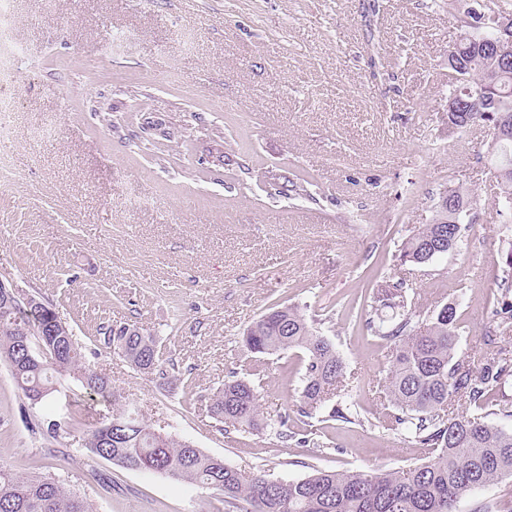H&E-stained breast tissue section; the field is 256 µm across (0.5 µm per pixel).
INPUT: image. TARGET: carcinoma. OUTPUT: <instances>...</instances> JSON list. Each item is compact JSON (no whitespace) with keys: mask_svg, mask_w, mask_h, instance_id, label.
I'll return each instance as SVG.
<instances>
[{"mask_svg":"<svg viewBox=\"0 0 512 512\" xmlns=\"http://www.w3.org/2000/svg\"><path fill=\"white\" fill-rule=\"evenodd\" d=\"M490 34L471 31V38L452 48L461 68L448 66V98L484 87L489 105L474 112H454L449 120L466 128L476 123L512 128V68L497 70L489 61ZM491 159L497 165L498 203L512 209V135L499 141ZM456 208L436 204V217L409 237L401 260L425 264L460 248L462 219L472 203L464 190H453ZM405 284L379 288L370 297L374 314L391 310L394 326L368 322L389 343V365L380 382L384 411L372 426L404 435L428 450L429 459L393 471H315L298 480L269 479L246 474L187 441L160 433L137 409L122 401L111 382L86 362L74 334L60 330L38 336L56 313L46 303L13 310L0 306V359L8 362L22 393L35 404L50 405L54 379L69 376L89 394L112 405V416L83 432L91 456L124 469L157 472L179 483L209 489L227 508L239 512H456L457 501L470 491L512 479V429L486 421L490 415L512 418V238L506 239L492 327L486 348L471 360L457 354L459 303L449 302L428 315L426 324L412 325L406 311ZM105 346L119 351L138 371L159 374L162 355L156 336L131 326L103 336ZM251 355L250 377L228 380L209 404V412L224 430L253 433L265 425L261 413V358L300 349L306 354L297 413L306 419L363 423L353 404V375L332 342L301 309L285 301L271 304L242 336ZM465 411L452 413L454 400ZM0 512H92L87 499L53 475H25L0 464Z\"/></svg>","mask_w":512,"mask_h":512,"instance_id":"1","label":"carcinoma"}]
</instances>
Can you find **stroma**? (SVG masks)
Wrapping results in <instances>:
<instances>
[{
  "label": "stroma",
  "instance_id": "stroma-1",
  "mask_svg": "<svg viewBox=\"0 0 512 512\" xmlns=\"http://www.w3.org/2000/svg\"><path fill=\"white\" fill-rule=\"evenodd\" d=\"M12 137L0 140V280L39 296L87 362L156 430L247 473L392 470L425 461L370 428L388 345L364 326L374 287L407 309L460 301L457 350L490 325L504 231L488 128L448 126L449 0H11ZM308 176L303 193L288 191ZM473 204L458 251L403 262L440 193ZM322 324L357 377L360 423L322 445L281 437L303 353L263 359L267 429L225 434L211 397L241 374V336L275 301ZM137 325L175 389L106 348ZM31 404L0 361V464L56 474L93 512H221L210 491L91 458L112 407L58 378ZM76 416L70 432L52 420Z\"/></svg>",
  "mask_w": 512,
  "mask_h": 512
}]
</instances>
